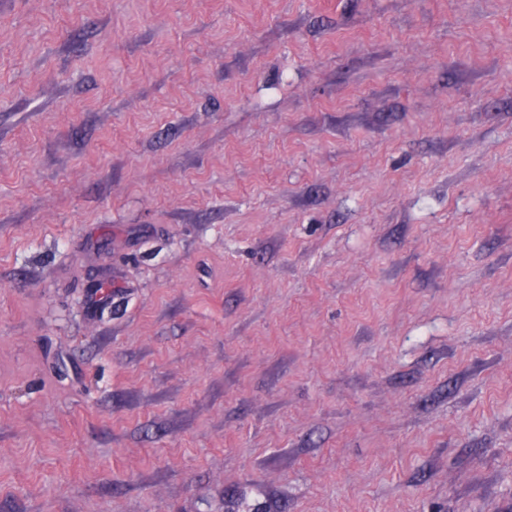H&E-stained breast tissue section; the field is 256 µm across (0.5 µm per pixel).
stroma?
Returning <instances> with one entry per match:
<instances>
[{"label":"stroma","mask_w":512,"mask_h":512,"mask_svg":"<svg viewBox=\"0 0 512 512\" xmlns=\"http://www.w3.org/2000/svg\"><path fill=\"white\" fill-rule=\"evenodd\" d=\"M0 512H512V0H0Z\"/></svg>","instance_id":"stroma-1"}]
</instances>
